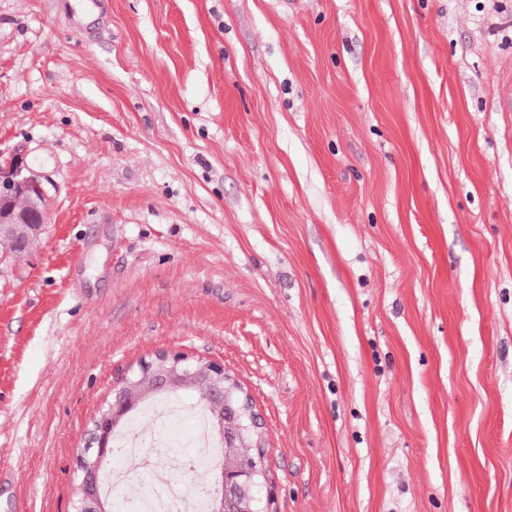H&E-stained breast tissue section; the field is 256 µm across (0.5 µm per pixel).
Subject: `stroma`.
<instances>
[{
    "label": "stroma",
    "instance_id": "35a3bbf8",
    "mask_svg": "<svg viewBox=\"0 0 512 512\" xmlns=\"http://www.w3.org/2000/svg\"><path fill=\"white\" fill-rule=\"evenodd\" d=\"M512 0H0V512L118 382L223 362L269 512H512ZM53 188L48 174L28 164L23 147H15L7 156L0 153V241L9 238L23 255L28 253L47 224ZM23 194L29 197L28 205L17 210L10 200Z\"/></svg>",
    "mask_w": 512,
    "mask_h": 512
}]
</instances>
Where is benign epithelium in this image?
<instances>
[{"mask_svg":"<svg viewBox=\"0 0 512 512\" xmlns=\"http://www.w3.org/2000/svg\"><path fill=\"white\" fill-rule=\"evenodd\" d=\"M54 183L46 173L35 171L27 162L25 149L18 146L9 154L0 153V241L9 238L22 253L37 242L49 218ZM26 195V208L16 209L10 200ZM193 390L210 414L223 455L222 468L209 471L210 512H253L254 487L263 471L245 457L242 449L259 435L260 417L251 414V425L242 415L251 407L250 398L224 372V364L212 360H190L181 353L159 351L140 364L139 374L128 376L112 390L108 409L92 421L84 448L76 458L82 479L78 487L77 512H110L101 491V475L112 455V437L120 429L127 412L151 394Z\"/></svg>","mask_w":512,"mask_h":512,"instance_id":"obj_1","label":"benign epithelium"}]
</instances>
